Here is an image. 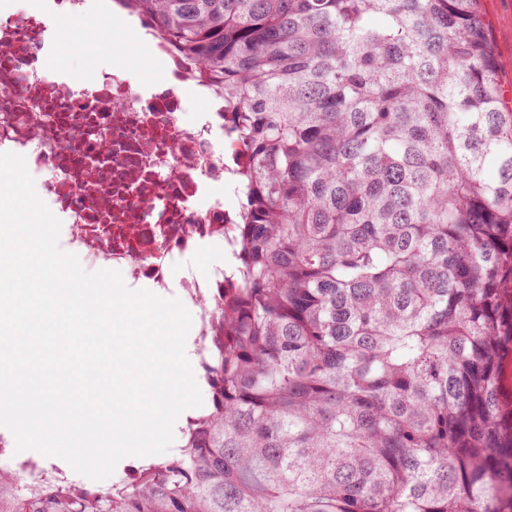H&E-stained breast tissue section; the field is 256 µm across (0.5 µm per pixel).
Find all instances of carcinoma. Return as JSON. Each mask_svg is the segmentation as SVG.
Here are the masks:
<instances>
[{
    "mask_svg": "<svg viewBox=\"0 0 512 512\" xmlns=\"http://www.w3.org/2000/svg\"><path fill=\"white\" fill-rule=\"evenodd\" d=\"M221 102L242 206L210 406L0 512H512V107L477 0H117ZM9 440V439H8ZM7 441V440H6ZM10 442V440H9ZM7 441V443H9ZM174 441H172V444L168 451L162 454L157 455H147L150 457V462H145L144 460H140L139 456L136 455H130L126 456L125 461L119 462L115 468L114 473L103 480H95L92 478H89L83 474H80L76 471H74L71 466L62 458L56 457V456H45L41 454L40 452L36 450H24L19 453H15V442L11 440L10 446L12 448H9V453L0 458V465H7V466H13V463L16 461H22L26 459H34L38 461V463L45 469L51 470V469H61L69 478H73L76 480H80L83 483H85L88 487L98 489V490H107L112 487V484L115 483L120 478H131L135 471L138 469H141V465L145 463H161L169 459L173 455V450L175 446Z\"/></svg>",
    "mask_w": 512,
    "mask_h": 512,
    "instance_id": "carcinoma-1",
    "label": "carcinoma"
}]
</instances>
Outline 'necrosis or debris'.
<instances>
[{
  "mask_svg": "<svg viewBox=\"0 0 512 512\" xmlns=\"http://www.w3.org/2000/svg\"><path fill=\"white\" fill-rule=\"evenodd\" d=\"M57 49L41 17L0 11V152L25 159L37 197L62 214L59 243L99 269H120L129 286L178 289L196 337L210 333L201 297L223 287L224 270L198 276L205 245H224L235 218L227 159L239 147L212 109L190 118L191 98L210 93L177 64L176 89L133 88L117 70L91 84L59 75Z\"/></svg>",
  "mask_w": 512,
  "mask_h": 512,
  "instance_id": "1",
  "label": "necrosis or debris"
}]
</instances>
